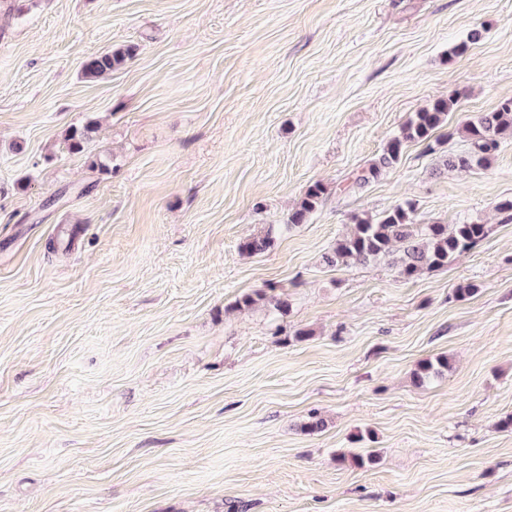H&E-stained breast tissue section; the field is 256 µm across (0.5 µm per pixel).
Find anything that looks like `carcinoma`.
<instances>
[{"instance_id": "1", "label": "carcinoma", "mask_w": 512, "mask_h": 512, "mask_svg": "<svg viewBox=\"0 0 512 512\" xmlns=\"http://www.w3.org/2000/svg\"><path fill=\"white\" fill-rule=\"evenodd\" d=\"M136 46L120 44L110 50L89 57L82 66V77L95 81L106 77L132 59ZM460 93L452 91L428 107L413 115L402 126L400 134L391 139L382 153L368 161L353 177V184L365 185L379 180L393 164L398 162L408 142H428L434 133L448 124L450 112L459 102ZM94 127L88 124L69 131L67 141L71 150L80 152L90 139ZM470 147L460 153L442 156L445 168L469 172L491 162L500 149L505 137H512V98L499 102L492 112H484L464 125ZM327 187L321 182L308 186L303 198L288 214V224H304L310 213L322 202ZM414 205L407 202L397 204L382 215L352 217V227L334 246L324 253L323 262L331 267L364 265L386 260L398 270L404 279H414L423 272L444 268L457 256L474 248L489 232L488 225L477 222L464 224H417L414 222ZM274 243L271 235L257 236L243 248L253 254L269 250ZM267 302L282 314L288 313V297L275 296L265 292L246 294L236 305L251 307ZM448 368V359L440 357L426 361L412 373L413 384L417 387L442 373Z\"/></svg>"}]
</instances>
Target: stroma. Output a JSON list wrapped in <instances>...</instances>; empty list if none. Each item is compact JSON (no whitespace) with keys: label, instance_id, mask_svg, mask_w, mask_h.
<instances>
[{"label":"stroma","instance_id":"obj_1","mask_svg":"<svg viewBox=\"0 0 512 512\" xmlns=\"http://www.w3.org/2000/svg\"><path fill=\"white\" fill-rule=\"evenodd\" d=\"M454 90L440 152L512 97V0H0V512H512V138L340 190ZM406 200L489 234L413 280L323 263ZM136 49L132 44H120L89 57L82 66V77L88 81H95L112 74V71L134 57ZM326 194L327 187L323 183L315 182L309 185L299 205L288 214L289 225L306 223L309 214L322 202ZM267 302L272 305L278 312L285 314L288 313L290 304L288 303V297L285 295L275 296L267 295L266 292H254L253 294L243 295L237 300V306L251 307L256 305L258 302ZM444 369H448V358L440 357L435 362H423L412 373L413 384L422 386L431 377L439 376Z\"/></svg>","mask_w":512,"mask_h":512}]
</instances>
